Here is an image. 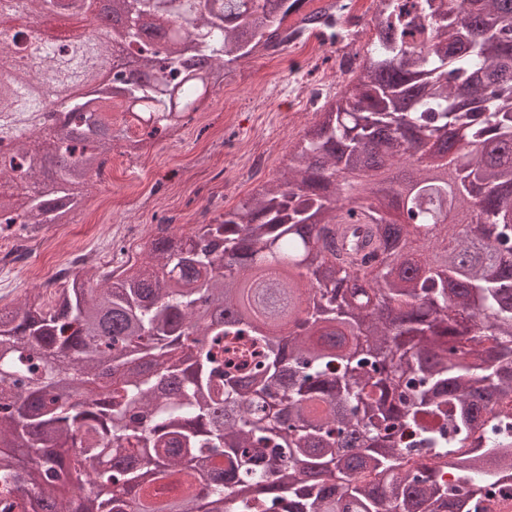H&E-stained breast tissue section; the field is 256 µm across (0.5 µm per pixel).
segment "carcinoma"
<instances>
[{
    "instance_id": "cac0c4a2",
    "label": "carcinoma",
    "mask_w": 512,
    "mask_h": 512,
    "mask_svg": "<svg viewBox=\"0 0 512 512\" xmlns=\"http://www.w3.org/2000/svg\"><path fill=\"white\" fill-rule=\"evenodd\" d=\"M118 18L47 39L0 72V134L77 82L63 163L0 155V225L66 224L114 144L95 71L137 50L153 81L117 76L155 139L224 86L228 65L329 24L306 0H21L34 22ZM301 14L298 25L288 18ZM168 32L151 47L142 35ZM0 36L31 49L32 31ZM211 61L187 71V51ZM349 83L291 142L265 190L212 224H159L139 263L75 274L0 307V512H478L512 470V0H377ZM408 165L405 215L376 197ZM454 212L458 223H442ZM441 227L424 239L418 227ZM167 482L174 501L145 496Z\"/></svg>"
}]
</instances>
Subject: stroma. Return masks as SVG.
<instances>
[{"label":"stroma","instance_id":"1","mask_svg":"<svg viewBox=\"0 0 512 512\" xmlns=\"http://www.w3.org/2000/svg\"><path fill=\"white\" fill-rule=\"evenodd\" d=\"M349 2L355 24L333 45L316 52H263L239 63L213 94L210 115L182 121L177 139L158 138L150 164L126 159L108 167L104 178H92L67 233L50 224L29 240L41 273L28 277L0 268V306L11 308L46 291L58 262L71 253L91 254L84 270L92 274L103 264L136 259L155 225L186 233L240 204L253 188L252 177L232 164L243 146L264 154L262 180L278 177L289 143L315 123L318 108L344 85L337 57L352 55L371 35L373 0ZM299 83L309 98L298 99Z\"/></svg>","mask_w":512,"mask_h":512}]
</instances>
